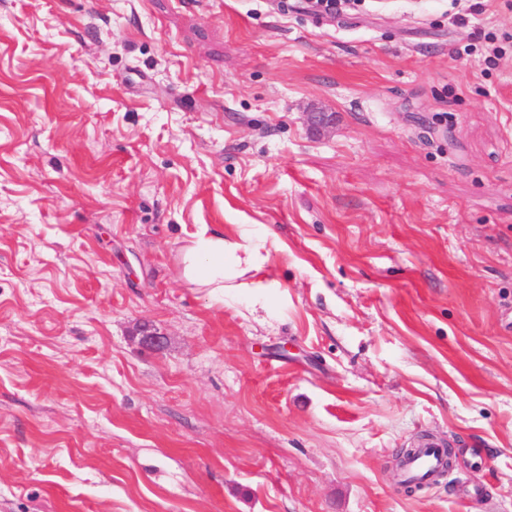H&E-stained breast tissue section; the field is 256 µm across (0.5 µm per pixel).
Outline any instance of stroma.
Returning <instances> with one entry per match:
<instances>
[{
    "label": "stroma",
    "instance_id": "obj_1",
    "mask_svg": "<svg viewBox=\"0 0 512 512\" xmlns=\"http://www.w3.org/2000/svg\"><path fill=\"white\" fill-rule=\"evenodd\" d=\"M202 224L255 289L183 279ZM476 493L512 512V0H0V512ZM420 456L410 466L407 477L427 481L431 472L438 466L440 459L439 444L433 439H428Z\"/></svg>",
    "mask_w": 512,
    "mask_h": 512
}]
</instances>
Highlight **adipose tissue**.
I'll list each match as a JSON object with an SVG mask.
<instances>
[{"instance_id": "ef3b65f1", "label": "adipose tissue", "mask_w": 512, "mask_h": 512, "mask_svg": "<svg viewBox=\"0 0 512 512\" xmlns=\"http://www.w3.org/2000/svg\"><path fill=\"white\" fill-rule=\"evenodd\" d=\"M242 254L246 268L256 266L251 248L241 242L225 240L223 232L200 225L190 246L182 255V276L197 287L207 289L215 297H223L229 280L224 271L225 255Z\"/></svg>"}]
</instances>
